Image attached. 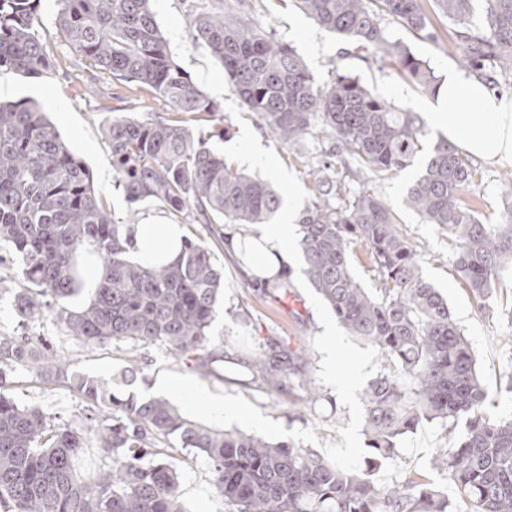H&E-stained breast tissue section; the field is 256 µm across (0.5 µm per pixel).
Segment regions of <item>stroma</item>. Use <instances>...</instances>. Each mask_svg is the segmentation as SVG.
Wrapping results in <instances>:
<instances>
[{
	"mask_svg": "<svg viewBox=\"0 0 512 512\" xmlns=\"http://www.w3.org/2000/svg\"><path fill=\"white\" fill-rule=\"evenodd\" d=\"M152 6L174 61L196 82L206 96L218 104L221 116L230 126V138H212L211 149L224 152L235 149L243 154L259 152L272 159L274 168L255 166V173L270 178L281 195L292 196L296 208H303L309 197V178L304 161L295 149L277 140L262 128L248 112L224 79V68L207 48L192 44L184 0H152ZM57 0H41L39 35L55 58L42 75L28 78L13 74V100L31 98L47 112L67 147L88 166L94 187L106 200L111 218L127 223L128 205L112 180V154L101 131L104 110L117 114L129 112L127 87L110 80L93 83L88 67L64 46L55 27ZM252 16L261 26L272 29L276 38L288 42L321 82L334 71H347L389 102L427 114L441 108V101L418 93L394 69L349 51L333 33L320 28L295 6L293 0H252ZM438 41L414 38L402 26L388 22L392 35L410 43L439 76L462 73L456 48V28L447 20H438ZM422 164L414 162L392 177L375 183L374 191L395 211L399 222L414 243L426 252L424 275L447 298L456 321L464 332L477 361L481 378L497 402L496 411L512 415V394L501 392L500 384L512 372V323L505 315L512 308V268L505 271L491 300V312L478 311L448 269V236L433 224L422 223L408 209V187L417 179ZM504 168L481 163L469 196L477 201L486 221H495L501 210L499 178ZM224 266V293L220 297L208 331V344L231 353L218 375L203 376L157 345L139 347V370L134 383H125L122 374L128 367L123 349L89 345L62 335L52 318L34 323L36 333L50 337L54 346L70 362L72 369L94 377L110 379L118 394L153 398V386L164 376H183L228 402H240L266 417L272 424L263 439L285 442L314 452L327 460L349 468L360 467L368 454L363 433L364 399L370 382L381 370L380 352L347 336L335 315L320 300L301 268L289 274L288 291L265 288L244 274L243 259L218 253ZM280 341L293 349H306L308 367L302 373L284 378L283 386L273 389L256 378L252 363L271 341ZM315 382L320 396L307 403L306 384ZM22 405H36L62 422L86 425L81 398L59 383H46L27 371L18 372L6 389ZM448 429L439 423H426L403 435L397 451L376 471L383 485L400 483L410 472H424L440 486H447L444 473L432 470L431 460L438 449L447 447ZM176 466L180 498L184 512H224V500L213 486V474L206 459L183 450L180 442L162 444Z\"/></svg>",
	"mask_w": 512,
	"mask_h": 512,
	"instance_id": "obj_1",
	"label": "stroma"
}]
</instances>
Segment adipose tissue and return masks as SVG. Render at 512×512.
I'll return each mask as SVG.
<instances>
[{"label": "adipose tissue", "mask_w": 512, "mask_h": 512, "mask_svg": "<svg viewBox=\"0 0 512 512\" xmlns=\"http://www.w3.org/2000/svg\"><path fill=\"white\" fill-rule=\"evenodd\" d=\"M439 95L448 109L433 112L429 122L449 143L494 164H512V102L472 77L451 75ZM226 251L244 256L248 276L267 277L294 264L299 251L293 209L279 223L225 228ZM135 255L146 266L167 264L183 248L185 230L178 224H136L132 227Z\"/></svg>", "instance_id": "1"}]
</instances>
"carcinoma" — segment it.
I'll use <instances>...</instances> for the list:
<instances>
[{
	"instance_id": "cac0c4a2",
	"label": "carcinoma",
	"mask_w": 512,
	"mask_h": 512,
	"mask_svg": "<svg viewBox=\"0 0 512 512\" xmlns=\"http://www.w3.org/2000/svg\"><path fill=\"white\" fill-rule=\"evenodd\" d=\"M55 24L67 49L93 76L131 83L133 103L165 101L172 116L138 119L104 113L113 180L130 205L155 203L174 220L197 224H269L280 193L211 150L229 133L220 107L172 59L152 0H57ZM473 0H295L320 27L397 70L419 92L436 95L443 79L401 40L389 18L431 41L432 17L457 32L463 66L495 88L512 90V0H483L485 23L470 27ZM40 0H0V67L27 77L50 67L39 38ZM192 43L224 65L231 91L276 139L296 147L308 168L311 199L297 216L304 273L347 335L381 353L382 371L364 406L369 454L346 469L285 442L187 420L169 400L120 398L112 383L73 371L44 336L0 333V509L3 512H183L172 456L156 450L175 436L204 455L224 512H512V416L489 412L470 344L447 300L422 270L413 243L375 191L351 186L336 162L377 182L413 163L427 137L423 119L337 72L320 84L292 47L251 17L246 0L187 5ZM210 116V130L196 125ZM478 167L441 136L423 161L406 202L448 234L447 257L479 310L512 260V172L501 179L504 211L494 224L463 197ZM381 280L365 287L352 270L357 248ZM131 225L115 223L86 164L72 153L39 106L0 103V268L20 263L24 285L13 308L21 325L50 314L86 344L160 345L188 357L202 375L216 373L224 349L207 348L208 329L224 288V265L207 241L184 240L177 259L147 267L133 259ZM96 268L94 298L74 310L66 300L82 287V267ZM308 354L275 342L253 362L254 374L277 386L300 373ZM18 370L61 381L86 402L107 409L83 428L59 424L38 406L4 392ZM465 421L432 468L453 483L456 500L425 474L383 486L374 470L398 440L424 423ZM96 449L101 465L86 481L75 460Z\"/></svg>"
}]
</instances>
